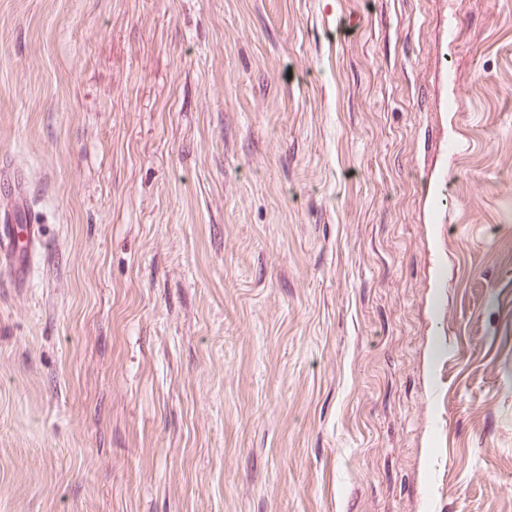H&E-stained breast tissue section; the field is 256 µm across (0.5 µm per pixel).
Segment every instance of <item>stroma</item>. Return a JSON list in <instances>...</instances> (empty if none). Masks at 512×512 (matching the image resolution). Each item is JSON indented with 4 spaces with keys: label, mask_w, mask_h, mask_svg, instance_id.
<instances>
[{
    "label": "stroma",
    "mask_w": 512,
    "mask_h": 512,
    "mask_svg": "<svg viewBox=\"0 0 512 512\" xmlns=\"http://www.w3.org/2000/svg\"><path fill=\"white\" fill-rule=\"evenodd\" d=\"M0 166V512H512V0H0ZM28 211L25 197L17 204L0 208V262L12 271L18 284L27 278L33 252L39 245L38 225L29 224Z\"/></svg>",
    "instance_id": "stroma-1"
}]
</instances>
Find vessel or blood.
Returning a JSON list of instances; mask_svg holds the SVG:
<instances>
[{"instance_id":"1","label":"vessel or blood","mask_w":512,"mask_h":512,"mask_svg":"<svg viewBox=\"0 0 512 512\" xmlns=\"http://www.w3.org/2000/svg\"><path fill=\"white\" fill-rule=\"evenodd\" d=\"M28 211L24 200L0 208V264L12 271L18 283L27 278L39 244V230L30 223Z\"/></svg>"}]
</instances>
